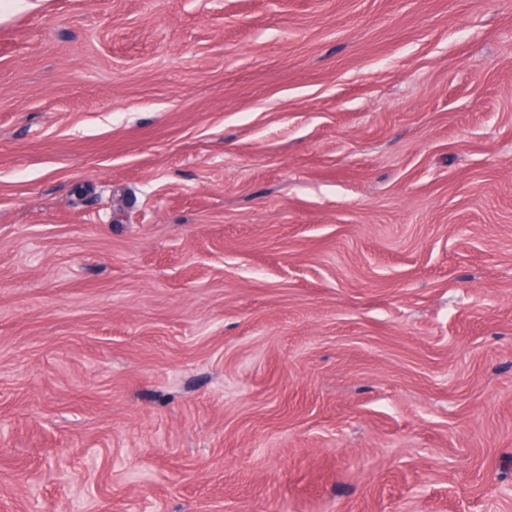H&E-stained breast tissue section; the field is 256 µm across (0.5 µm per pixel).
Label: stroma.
I'll return each instance as SVG.
<instances>
[{
    "mask_svg": "<svg viewBox=\"0 0 512 512\" xmlns=\"http://www.w3.org/2000/svg\"><path fill=\"white\" fill-rule=\"evenodd\" d=\"M512 0H0V512H512Z\"/></svg>",
    "mask_w": 512,
    "mask_h": 512,
    "instance_id": "35a3bbf8",
    "label": "stroma"
}]
</instances>
